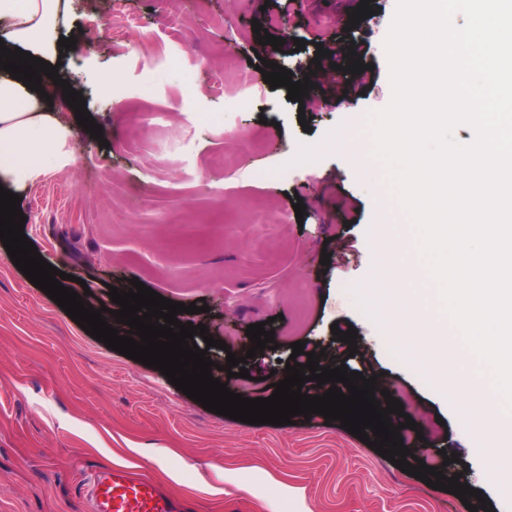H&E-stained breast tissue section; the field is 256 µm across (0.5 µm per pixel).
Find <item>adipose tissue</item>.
Returning a JSON list of instances; mask_svg holds the SVG:
<instances>
[{"mask_svg": "<svg viewBox=\"0 0 512 512\" xmlns=\"http://www.w3.org/2000/svg\"><path fill=\"white\" fill-rule=\"evenodd\" d=\"M62 0H0V41L49 59L57 52ZM68 129L39 95L0 72V186L17 192L65 159Z\"/></svg>", "mask_w": 512, "mask_h": 512, "instance_id": "adipose-tissue-1", "label": "adipose tissue"}]
</instances>
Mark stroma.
I'll list each match as a JSON object with an SVG mask.
<instances>
[{
    "label": "stroma",
    "mask_w": 512,
    "mask_h": 512,
    "mask_svg": "<svg viewBox=\"0 0 512 512\" xmlns=\"http://www.w3.org/2000/svg\"><path fill=\"white\" fill-rule=\"evenodd\" d=\"M68 0L58 73L81 92L101 138L78 125L59 86L52 109L72 134L69 164L21 191L24 233L58 270L88 289L85 304L112 307L110 287L131 279L165 298L204 302L179 314L205 324L225 349L206 347L213 376L245 398L271 394L291 345L322 350L320 366L375 377L423 429L414 453L447 464L461 483L506 512L492 477L456 422L457 402L387 342L354 294L372 278L384 243L373 234L386 208L371 145L357 127L391 99L383 41L395 0ZM122 10L123 39L100 40L87 16ZM283 38L260 44L253 23ZM305 40L304 50L294 48ZM361 44V73L322 60L302 102L270 88L261 57L303 80L318 48ZM233 48L236 64L225 68ZM145 113L136 127L126 113ZM303 201L305 215L293 206ZM329 265H322V256ZM269 322L276 349L248 356V325ZM355 328L357 349L334 340ZM249 378L227 379V353ZM145 448L151 459L135 456ZM125 467L191 501L197 512H467L456 495L405 474L323 416L250 425L205 410L159 370L92 338L0 245V512H85L79 487ZM453 463H445V455ZM250 485L241 492L237 482Z\"/></svg>",
    "instance_id": "stroma-1"
}]
</instances>
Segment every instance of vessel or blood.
Masks as SVG:
<instances>
[{
  "mask_svg": "<svg viewBox=\"0 0 512 512\" xmlns=\"http://www.w3.org/2000/svg\"><path fill=\"white\" fill-rule=\"evenodd\" d=\"M89 512H195L193 503L124 466L99 472L84 484Z\"/></svg>",
  "mask_w": 512,
  "mask_h": 512,
  "instance_id": "1",
  "label": "vessel or blood"
}]
</instances>
